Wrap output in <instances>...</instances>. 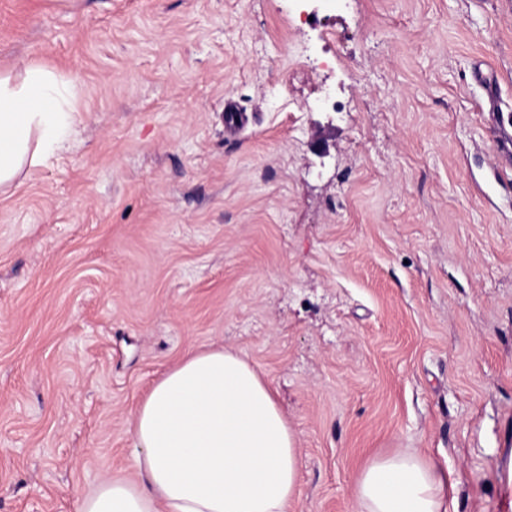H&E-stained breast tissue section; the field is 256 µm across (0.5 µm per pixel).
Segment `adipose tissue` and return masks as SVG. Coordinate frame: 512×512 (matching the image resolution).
I'll list each match as a JSON object with an SVG mask.
<instances>
[{
  "mask_svg": "<svg viewBox=\"0 0 512 512\" xmlns=\"http://www.w3.org/2000/svg\"><path fill=\"white\" fill-rule=\"evenodd\" d=\"M76 76L32 63L0 72V193L66 150L78 133ZM134 482L108 480L81 512H288L301 459L267 381L223 349L188 354L135 411ZM353 512H448L447 478L429 459L377 458Z\"/></svg>",
  "mask_w": 512,
  "mask_h": 512,
  "instance_id": "1",
  "label": "adipose tissue"
}]
</instances>
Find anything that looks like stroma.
<instances>
[{
    "label": "stroma",
    "mask_w": 512,
    "mask_h": 512,
    "mask_svg": "<svg viewBox=\"0 0 512 512\" xmlns=\"http://www.w3.org/2000/svg\"><path fill=\"white\" fill-rule=\"evenodd\" d=\"M33 62L79 133L0 195V512L133 478L137 401L210 345L294 431L288 512L396 452L512 512V0H0Z\"/></svg>",
    "instance_id": "35a3bbf8"
}]
</instances>
